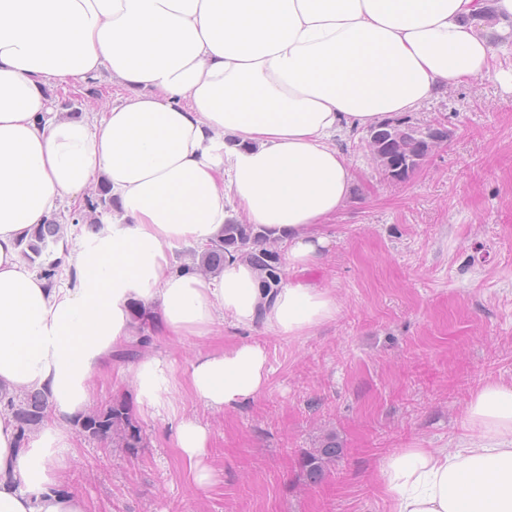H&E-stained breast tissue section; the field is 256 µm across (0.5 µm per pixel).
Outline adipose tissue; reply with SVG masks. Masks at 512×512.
Returning a JSON list of instances; mask_svg holds the SVG:
<instances>
[{
	"mask_svg": "<svg viewBox=\"0 0 512 512\" xmlns=\"http://www.w3.org/2000/svg\"><path fill=\"white\" fill-rule=\"evenodd\" d=\"M0 0V512H86L59 491L70 426L99 381L131 388L143 417L168 425L198 488L210 433L188 406L226 411L268 385L265 349L247 340L177 359L141 355L132 308L184 343L225 328L303 336L333 321L327 288L301 280L332 240L323 227L353 175L339 143L412 112L442 84L489 75L512 45V0ZM109 74L123 93L102 113H55L47 89ZM107 183L113 208L49 285L21 250L34 225L64 221V197ZM283 242L292 275L265 289L251 265L202 274L176 251H203L230 208ZM26 391L47 417L20 442L10 405ZM454 448L389 455L391 512H512V383L466 406Z\"/></svg>",
	"mask_w": 512,
	"mask_h": 512,
	"instance_id": "ef3b65f1",
	"label": "adipose tissue"
}]
</instances>
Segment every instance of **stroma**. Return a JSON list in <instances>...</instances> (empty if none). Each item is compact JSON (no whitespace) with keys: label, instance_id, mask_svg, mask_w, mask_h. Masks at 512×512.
<instances>
[{"label":"stroma","instance_id":"1","mask_svg":"<svg viewBox=\"0 0 512 512\" xmlns=\"http://www.w3.org/2000/svg\"><path fill=\"white\" fill-rule=\"evenodd\" d=\"M494 66L412 112L449 137L406 182L379 174L361 137L343 141L351 194L327 223L329 254L304 274L335 290V320L291 339L242 330L200 346L153 340L183 363L243 339L268 353L260 395L199 412L207 488L190 483L166 423L137 415L139 447L77 436L63 490L87 512H386L377 476L391 453L456 446L471 393L512 383V86L497 77L512 70V52ZM329 439L340 457L306 482L304 453Z\"/></svg>","mask_w":512,"mask_h":512}]
</instances>
